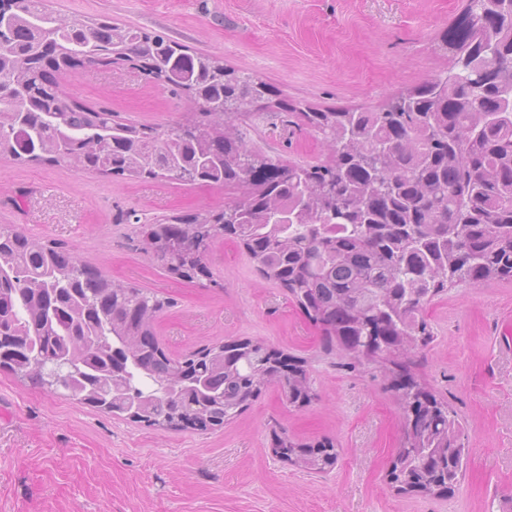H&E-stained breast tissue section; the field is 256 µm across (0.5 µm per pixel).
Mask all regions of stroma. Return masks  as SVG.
Returning a JSON list of instances; mask_svg holds the SVG:
<instances>
[{"mask_svg":"<svg viewBox=\"0 0 512 512\" xmlns=\"http://www.w3.org/2000/svg\"><path fill=\"white\" fill-rule=\"evenodd\" d=\"M68 16L105 15L161 32L262 79L273 98L374 106L437 74L431 52L461 0H47ZM82 103L159 130L182 121L187 97L139 69H87L66 82ZM242 130L284 160L320 162L326 143ZM227 190L167 179L127 181L64 165L0 160V224L65 243L114 282L167 299L155 329L168 355L212 342L263 341L305 360L315 389L302 408L266 390L224 427L148 428L17 381L0 370V512H495L512 496V282L458 288L427 307L435 339L427 381L466 428L454 496L397 493L387 471L400 411L380 380L336 365L284 288L264 281L240 245L219 239L210 278L175 277L135 241L138 225L222 208ZM329 438L336 467L308 474L275 456L273 433Z\"/></svg>","mask_w":512,"mask_h":512,"instance_id":"35a3bbf8","label":"stroma"}]
</instances>
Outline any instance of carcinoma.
Listing matches in <instances>:
<instances>
[{"label":"carcinoma","mask_w":512,"mask_h":512,"mask_svg":"<svg viewBox=\"0 0 512 512\" xmlns=\"http://www.w3.org/2000/svg\"><path fill=\"white\" fill-rule=\"evenodd\" d=\"M11 2L0 48V158L176 181L179 160L214 157L195 183L222 182L224 208L142 224L143 245L192 281L188 271L205 269L204 253L230 229L260 276L286 288L319 329L325 354L383 381L397 367L387 389L403 425L389 480L400 491L451 496L467 435L420 375L433 338L424 310L445 291L512 281V0H466L436 47L446 71L376 106L336 109L263 105L267 86L216 56L104 18L60 16L44 0ZM120 62L185 93L194 112L155 131L66 95L73 69ZM280 116L285 129L322 134L329 160L284 163L247 144L235 124ZM164 305L113 283L62 243L0 225V336L37 357L0 364L20 380L137 423L112 402V389L133 398L153 380L192 404L190 415L157 400L148 425L174 430L221 427L274 384L291 404L311 402L303 360L288 357L282 371L258 340L168 356L154 327ZM63 349L73 374L48 384L41 363ZM273 447L309 473L338 460L327 438L303 443L283 431Z\"/></svg>","instance_id":"carcinoma-1"}]
</instances>
